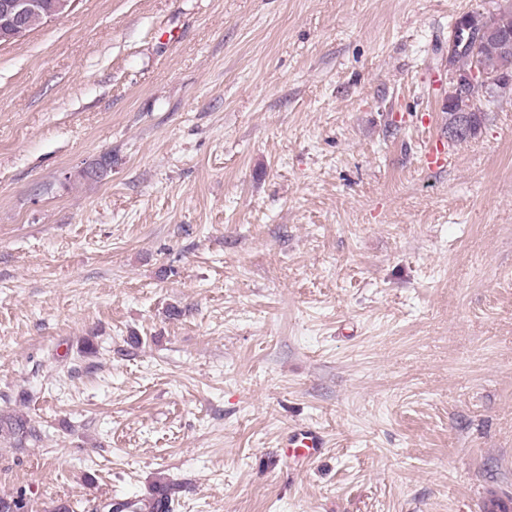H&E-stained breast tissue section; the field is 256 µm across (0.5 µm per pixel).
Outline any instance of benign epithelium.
<instances>
[{
	"instance_id": "obj_1",
	"label": "benign epithelium",
	"mask_w": 512,
	"mask_h": 512,
	"mask_svg": "<svg viewBox=\"0 0 512 512\" xmlns=\"http://www.w3.org/2000/svg\"><path fill=\"white\" fill-rule=\"evenodd\" d=\"M74 0H51L45 3V0H6L0 4V44H11L23 39L27 34L25 25L26 17L41 9H46L48 19L69 13L72 9ZM507 0H497V8L488 12L478 13L474 18L471 14H463L457 19V24L452 31L450 41L448 42V53L445 56V68L448 71V82L451 87L448 93L461 89L469 83L476 81H489L497 85L500 93L505 95L512 92V64L505 62L494 70H488L482 64H475L472 69L465 74H458L454 71L451 59L455 48V43L461 42L465 37L471 35L470 24L477 21L484 23L488 17L495 16L506 7ZM476 133L472 119L468 116H450L448 117V136L454 138L458 135H473Z\"/></svg>"
}]
</instances>
